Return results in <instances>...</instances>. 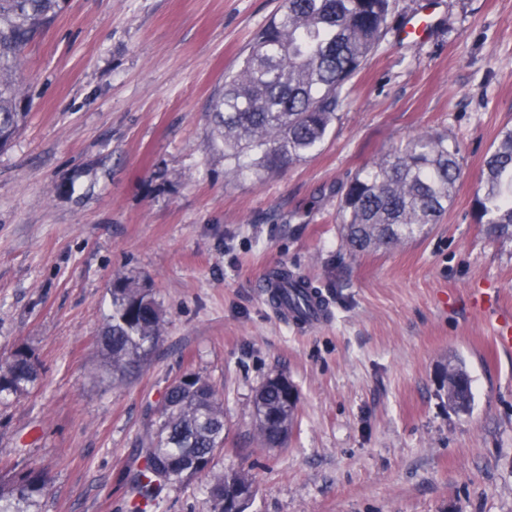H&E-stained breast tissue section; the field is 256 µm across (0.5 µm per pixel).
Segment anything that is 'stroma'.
<instances>
[{
	"label": "stroma",
	"instance_id": "obj_1",
	"mask_svg": "<svg viewBox=\"0 0 512 512\" xmlns=\"http://www.w3.org/2000/svg\"><path fill=\"white\" fill-rule=\"evenodd\" d=\"M393 0L388 30L345 87L318 150L226 175L211 106L282 0H69L26 50L32 106L0 149V360L28 350L39 380L0 399V476L41 471L39 512H130L163 392L195 373L224 399L217 471L253 478L248 512H512V240L476 221L474 192L512 128V0ZM423 133L458 146L454 198L424 236L349 256L336 191ZM288 269L325 295L328 325L280 324L258 284ZM164 319L123 382L98 335L115 273ZM462 364L469 412L444 376ZM297 387L284 447L252 440V397ZM209 474L168 486L158 512H212Z\"/></svg>",
	"mask_w": 512,
	"mask_h": 512
}]
</instances>
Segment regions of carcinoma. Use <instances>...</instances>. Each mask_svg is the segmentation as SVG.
Returning a JSON list of instances; mask_svg holds the SVG:
<instances>
[{"label": "carcinoma", "instance_id": "1", "mask_svg": "<svg viewBox=\"0 0 512 512\" xmlns=\"http://www.w3.org/2000/svg\"><path fill=\"white\" fill-rule=\"evenodd\" d=\"M67 0H0V148L26 123L30 99L23 80L24 51L66 8ZM391 0H283L278 13L251 42L237 71L226 76L212 112L224 140V160L237 175L276 169L303 159L323 141L344 101L347 83L362 68L388 28ZM473 207L494 233L512 231V129L485 163ZM461 174L457 147L448 137L423 134L366 164L338 190V219L346 251L356 256L391 249L437 223ZM279 298L303 312L307 285L284 269ZM111 312L99 345L112 380L134 373L163 333L160 304L152 289L122 273L112 277ZM453 404L471 407V380L461 365ZM38 380L32 355L19 349L0 361V396L21 397ZM253 438L261 448H280L293 426L297 404L275 385L255 391ZM224 447V404L197 374L164 393L156 428L142 448L143 468L129 479L133 512L158 505L164 487L211 469ZM45 479L25 470L0 481V512H38ZM213 512L224 505L250 508L253 480L238 470L211 475Z\"/></svg>", "mask_w": 512, "mask_h": 512}]
</instances>
